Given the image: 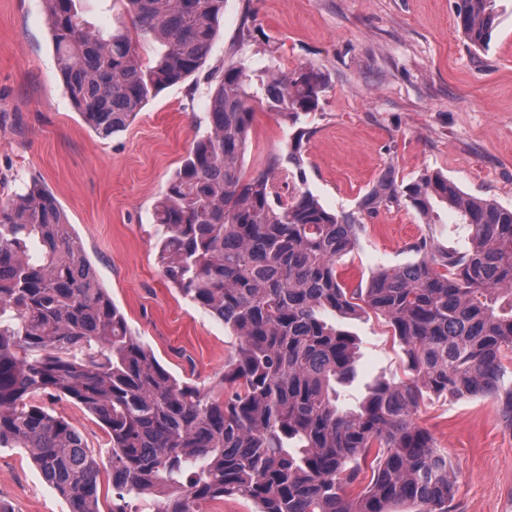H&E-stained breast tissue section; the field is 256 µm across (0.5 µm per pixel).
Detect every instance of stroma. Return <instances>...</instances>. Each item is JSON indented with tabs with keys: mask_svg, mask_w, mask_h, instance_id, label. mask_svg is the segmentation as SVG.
I'll return each instance as SVG.
<instances>
[{
	"mask_svg": "<svg viewBox=\"0 0 512 512\" xmlns=\"http://www.w3.org/2000/svg\"><path fill=\"white\" fill-rule=\"evenodd\" d=\"M489 45L472 47L455 25V0H225L203 67L151 99L121 132L100 137L67 97L45 0H0V202L39 185L55 196L98 281L134 336L174 376L216 384L237 342L223 321L162 274L153 209L194 143L208 131L207 105L224 67L304 65L327 79L320 109L302 121L308 189L329 210L352 211L385 170L399 184L438 172L468 195L512 209V0ZM252 174L293 130L253 104ZM433 236L462 248L465 229L448 212L425 223L394 208L366 220L337 271L349 287L381 267L415 259L408 246ZM357 338L356 405L376 377L405 376V353L383 319L343 320ZM38 403L76 426L94 455L108 436L80 406ZM453 466V512H512V427L486 397L426 395L415 415ZM0 501L14 512H69L30 451L0 448Z\"/></svg>",
	"mask_w": 512,
	"mask_h": 512,
	"instance_id": "1",
	"label": "stroma"
}]
</instances>
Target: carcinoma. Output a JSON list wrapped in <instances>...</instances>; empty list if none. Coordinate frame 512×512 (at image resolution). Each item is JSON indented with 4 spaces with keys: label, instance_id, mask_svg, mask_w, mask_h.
Returning a JSON list of instances; mask_svg holds the SVG:
<instances>
[{
    "label": "carcinoma",
    "instance_id": "cac0c4a2",
    "mask_svg": "<svg viewBox=\"0 0 512 512\" xmlns=\"http://www.w3.org/2000/svg\"><path fill=\"white\" fill-rule=\"evenodd\" d=\"M77 2L45 0L67 96L102 136L199 70L224 15V0H113L134 22L100 29ZM493 2L457 0L456 27L475 48L491 39ZM150 40L161 50L145 61ZM326 88L313 67L225 68L207 135L154 206L164 277L238 340L209 389L175 377L133 336L51 193L33 185L0 204V447L30 449L69 512H101L103 469L108 512H135L131 500L145 496L154 512H206L224 498L257 512H452L448 457L414 421L424 394L490 397L512 426L501 363L512 350V209L439 173L405 186L385 173L359 215L326 209L306 188L301 147L311 131L299 126ZM252 99L295 131L247 176ZM282 168L295 180L286 201L271 193ZM401 205L429 222L452 213L467 246L420 237L409 244L414 262L347 287L336 262L354 249L363 218ZM368 311L391 327L407 375L375 381L346 408L356 343L327 315ZM40 393L94 416L108 456L94 457L71 422L35 402Z\"/></svg>",
    "mask_w": 512,
    "mask_h": 512
}]
</instances>
